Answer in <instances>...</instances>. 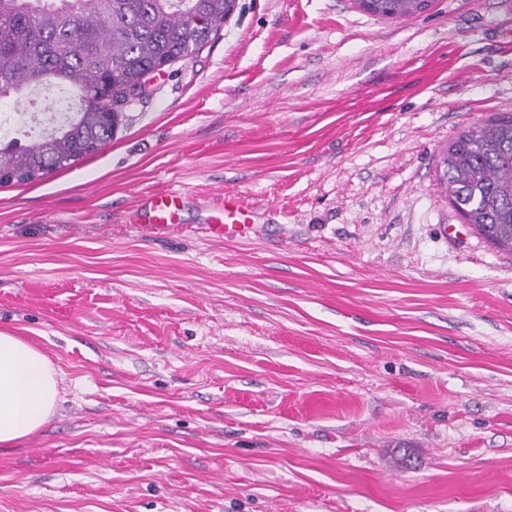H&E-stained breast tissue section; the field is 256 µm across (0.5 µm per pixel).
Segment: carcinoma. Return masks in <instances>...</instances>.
Wrapping results in <instances>:
<instances>
[{"mask_svg": "<svg viewBox=\"0 0 512 512\" xmlns=\"http://www.w3.org/2000/svg\"><path fill=\"white\" fill-rule=\"evenodd\" d=\"M232 0H0V103L66 85L79 108L25 145L0 146V169L31 183L112 140L143 77L199 53ZM425 0H371L367 12L405 20ZM438 181L464 222L512 255V113L469 126L448 144Z\"/></svg>", "mask_w": 512, "mask_h": 512, "instance_id": "carcinoma-1", "label": "carcinoma"}]
</instances>
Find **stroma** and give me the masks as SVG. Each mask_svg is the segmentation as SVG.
Instances as JSON below:
<instances>
[{"label":"stroma","mask_w":512,"mask_h":512,"mask_svg":"<svg viewBox=\"0 0 512 512\" xmlns=\"http://www.w3.org/2000/svg\"><path fill=\"white\" fill-rule=\"evenodd\" d=\"M97 154L0 186V331L60 399L0 512H512V255L436 165L512 112V0H237ZM240 193L258 233L212 238ZM181 192L180 224H137ZM425 0H371L365 11L374 16L393 20H405L423 13L427 6Z\"/></svg>","instance_id":"35a3bbf8"}]
</instances>
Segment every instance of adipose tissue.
<instances>
[{
  "instance_id": "adipose-tissue-1",
  "label": "adipose tissue",
  "mask_w": 512,
  "mask_h": 512,
  "mask_svg": "<svg viewBox=\"0 0 512 512\" xmlns=\"http://www.w3.org/2000/svg\"><path fill=\"white\" fill-rule=\"evenodd\" d=\"M58 398V374L48 357L23 338L1 331L0 445L39 430Z\"/></svg>"
}]
</instances>
